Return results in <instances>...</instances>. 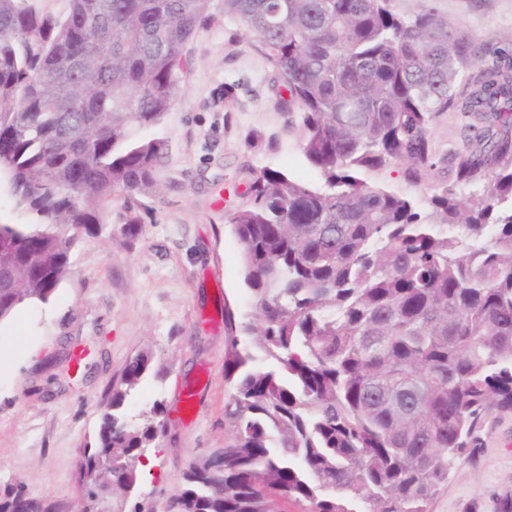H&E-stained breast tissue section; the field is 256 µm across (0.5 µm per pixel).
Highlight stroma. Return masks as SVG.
Returning <instances> with one entry per match:
<instances>
[{"mask_svg": "<svg viewBox=\"0 0 512 512\" xmlns=\"http://www.w3.org/2000/svg\"><path fill=\"white\" fill-rule=\"evenodd\" d=\"M439 16L465 35L512 52V0H433ZM241 26L221 20L185 50L186 81L162 121L144 130L166 143L157 189L137 198L142 223L133 239L121 233L123 199L115 197L102 230L81 236L71 274L45 303L23 304L0 321V482L23 481L30 496L68 512L79 493L78 462L93 444L100 407L131 357L150 351L164 366L146 377L127 411L137 416L164 400L168 419L123 512H164L178 492V474L195 454L224 445V309L251 308L240 246L225 218L248 201L261 169L320 184L301 151L302 128L288 94ZM366 182L429 206L434 181L409 183L390 168ZM88 352L91 370L67 375L69 353ZM193 387L194 419L180 409ZM481 446L460 458L430 512H499L512 497V411L492 413Z\"/></svg>", "mask_w": 512, "mask_h": 512, "instance_id": "obj_1", "label": "stroma"}]
</instances>
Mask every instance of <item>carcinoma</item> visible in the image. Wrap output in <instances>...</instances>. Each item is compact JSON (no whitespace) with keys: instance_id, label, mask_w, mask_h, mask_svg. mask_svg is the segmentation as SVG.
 <instances>
[{"instance_id":"cac0c4a2","label":"carcinoma","mask_w":512,"mask_h":512,"mask_svg":"<svg viewBox=\"0 0 512 512\" xmlns=\"http://www.w3.org/2000/svg\"><path fill=\"white\" fill-rule=\"evenodd\" d=\"M66 14L0 0V183L25 224H0V320L45 303L80 234L112 197L155 190L159 123L186 79L184 52L218 17L242 26L289 93L320 186L264 169L226 217L252 312L224 307V452L194 456L171 512H430L448 469L512 410V54L440 17L431 0H68ZM448 115L456 139H431ZM394 166L430 209L372 186ZM476 188L467 201L460 191ZM272 361L254 366L251 348ZM140 352L112 382L80 465L128 494L166 427L135 421ZM0 512H56L0 483Z\"/></svg>"}]
</instances>
